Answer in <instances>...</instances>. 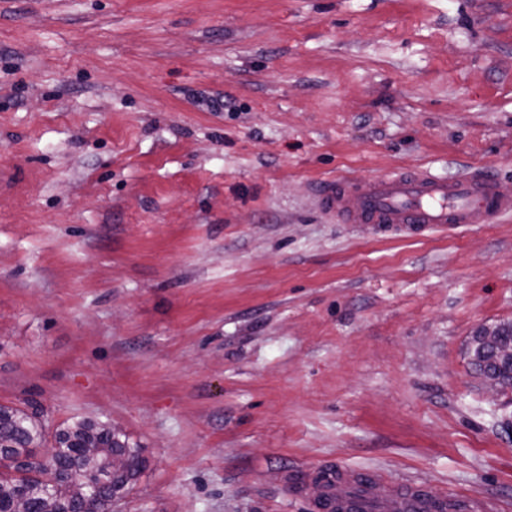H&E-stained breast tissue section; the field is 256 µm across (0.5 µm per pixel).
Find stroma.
Returning <instances> with one entry per match:
<instances>
[{
	"label": "stroma",
	"mask_w": 512,
	"mask_h": 512,
	"mask_svg": "<svg viewBox=\"0 0 512 512\" xmlns=\"http://www.w3.org/2000/svg\"><path fill=\"white\" fill-rule=\"evenodd\" d=\"M512 188V0H0V405L143 467L112 512H314L379 468L512 512V215L323 213L393 170ZM512 323H503L501 326L495 325L490 327L479 328L473 336H477L472 343L477 345L482 358H488L487 363H500L502 360L512 361V348L501 345L499 336L506 345L512 346ZM503 331V336H502Z\"/></svg>",
	"instance_id": "obj_1"
}]
</instances>
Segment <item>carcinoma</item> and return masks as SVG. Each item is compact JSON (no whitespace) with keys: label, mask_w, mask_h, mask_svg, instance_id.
I'll return each instance as SVG.
<instances>
[{"label":"carcinoma","mask_w":512,"mask_h":512,"mask_svg":"<svg viewBox=\"0 0 512 512\" xmlns=\"http://www.w3.org/2000/svg\"><path fill=\"white\" fill-rule=\"evenodd\" d=\"M478 372L491 371L502 381L512 380V364L484 366L471 361ZM46 428L24 411L0 405V512H12L18 498H26L35 512H71L88 500L94 512H105L102 500L91 498L82 484L69 482L70 470H87L105 486V497L121 496L139 474L140 448L110 423L81 418L64 424L47 449L53 470L47 471L43 447Z\"/></svg>","instance_id":"carcinoma-1"}]
</instances>
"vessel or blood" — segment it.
<instances>
[{
	"label": "vessel or blood",
	"mask_w": 512,
	"mask_h": 512,
	"mask_svg": "<svg viewBox=\"0 0 512 512\" xmlns=\"http://www.w3.org/2000/svg\"><path fill=\"white\" fill-rule=\"evenodd\" d=\"M317 204L346 224H376L420 233L441 226L486 224L512 215V194L492 178H443L396 170L362 182L324 181ZM373 474L344 465L323 468L312 496L319 512H499L491 498L448 493L423 482L373 489Z\"/></svg>",
	"instance_id": "1"
}]
</instances>
